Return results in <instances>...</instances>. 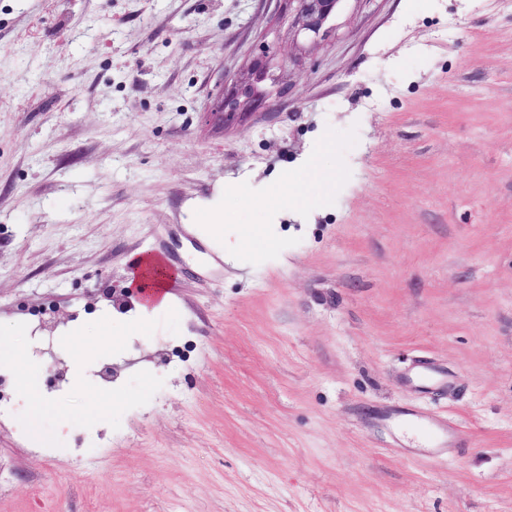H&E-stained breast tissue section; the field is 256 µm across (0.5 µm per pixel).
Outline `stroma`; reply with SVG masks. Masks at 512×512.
<instances>
[{"mask_svg":"<svg viewBox=\"0 0 512 512\" xmlns=\"http://www.w3.org/2000/svg\"><path fill=\"white\" fill-rule=\"evenodd\" d=\"M273 8L0 0V320L52 405L0 363V512H512V0H349L225 124ZM208 204L280 233L225 254ZM147 254L176 306L100 348ZM316 160L310 159L308 162L309 179L305 181H294L291 178L287 179V193L286 199L289 197L296 203L304 204L312 197L314 189L319 182L317 173L314 170Z\"/></svg>","mask_w":512,"mask_h":512,"instance_id":"stroma-1","label":"stroma"}]
</instances>
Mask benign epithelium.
I'll list each match as a JSON object with an SVG mask.
<instances>
[{
  "label": "benign epithelium",
  "instance_id": "benign-epithelium-1",
  "mask_svg": "<svg viewBox=\"0 0 512 512\" xmlns=\"http://www.w3.org/2000/svg\"><path fill=\"white\" fill-rule=\"evenodd\" d=\"M275 2L274 15L288 23V41H283L277 31L269 30L252 46L246 70L220 93V109L226 124L288 90L284 70L304 65L316 49L337 35L336 20L348 0Z\"/></svg>",
  "mask_w": 512,
  "mask_h": 512
}]
</instances>
